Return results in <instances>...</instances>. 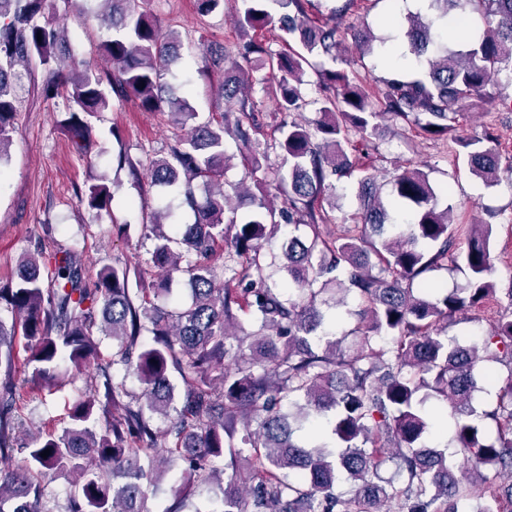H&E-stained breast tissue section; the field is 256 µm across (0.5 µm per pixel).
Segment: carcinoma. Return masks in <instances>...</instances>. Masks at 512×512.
I'll return each mask as SVG.
<instances>
[{"label":"carcinoma","mask_w":512,"mask_h":512,"mask_svg":"<svg viewBox=\"0 0 512 512\" xmlns=\"http://www.w3.org/2000/svg\"><path fill=\"white\" fill-rule=\"evenodd\" d=\"M98 2L106 36L96 68L75 61L48 0H0V167L20 112L17 82L37 62L50 73L45 96L65 94L63 127L82 157L110 92L169 117L180 133L147 170L194 220L172 222L169 206L151 212L144 268L103 265L87 278L77 254L49 268L38 249L0 285V512H149L148 493L166 479L164 512H512V286L492 279L493 227L453 223L448 192L419 168L395 174L385 200L361 161L390 121L426 139L454 133L486 184L512 173L494 127L469 133L462 123L467 101L491 84L512 99V0H476L477 28L456 23L471 0H427L407 13L397 24L416 66H389L375 90L339 57L350 33L368 54L385 50L369 27L355 29L364 0L326 13L314 0H240L233 48L209 42L199 54L200 76L222 75L224 113L205 120L164 81L183 57L182 34L162 30L137 0ZM449 26L463 48L434 39ZM263 30L285 48L250 35ZM316 66L309 99L302 86ZM257 85L274 103L275 136L262 144ZM237 157L250 185L234 186L233 204L221 177ZM352 178V223L323 233ZM116 188L87 182L78 194L101 216ZM284 224L306 233L277 247ZM442 268L465 269V283L429 287L424 274ZM175 273L187 276L188 302L172 297ZM491 304L500 311L482 346L448 335L465 311ZM481 351L508 370L489 376L498 385L489 409L474 373ZM69 376L83 386L64 426L21 436L17 402L36 391L44 404ZM432 399L444 412L427 409ZM451 446L481 473L478 492ZM59 477L71 485L63 500L50 490ZM341 480L349 490L336 491ZM214 486L222 496L206 511L196 499Z\"/></svg>","instance_id":"carcinoma-1"}]
</instances>
